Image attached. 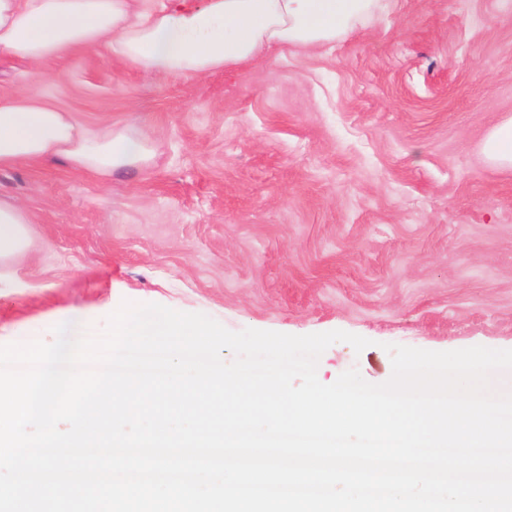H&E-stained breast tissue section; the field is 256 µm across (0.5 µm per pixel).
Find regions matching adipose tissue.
<instances>
[{
	"instance_id": "ef3b65f1",
	"label": "adipose tissue",
	"mask_w": 512,
	"mask_h": 512,
	"mask_svg": "<svg viewBox=\"0 0 512 512\" xmlns=\"http://www.w3.org/2000/svg\"><path fill=\"white\" fill-rule=\"evenodd\" d=\"M377 0H0V54L39 64L106 46L113 59L165 77L251 64L277 47L316 49L374 13ZM153 151L131 127L92 128L37 95L0 93V169L60 159L107 180ZM30 217L0 198V261L24 250Z\"/></svg>"
}]
</instances>
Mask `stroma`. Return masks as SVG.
<instances>
[{"instance_id":"1","label":"stroma","mask_w":512,"mask_h":512,"mask_svg":"<svg viewBox=\"0 0 512 512\" xmlns=\"http://www.w3.org/2000/svg\"><path fill=\"white\" fill-rule=\"evenodd\" d=\"M0 55V93L36 91L95 127L143 132L147 168L104 182L63 161L0 170L31 218L0 266V344L48 341L123 302L225 328L343 330L322 383L392 374L385 344L512 349V168L482 152L512 117V0H380L317 50L172 79L102 47L39 67Z\"/></svg>"}]
</instances>
